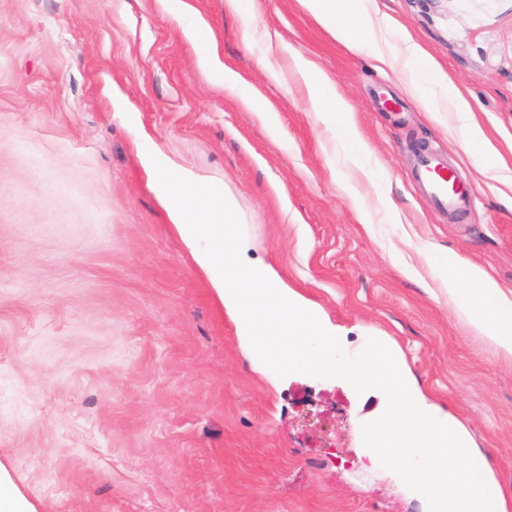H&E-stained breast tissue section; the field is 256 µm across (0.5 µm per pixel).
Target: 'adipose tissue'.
<instances>
[{
    "mask_svg": "<svg viewBox=\"0 0 512 512\" xmlns=\"http://www.w3.org/2000/svg\"><path fill=\"white\" fill-rule=\"evenodd\" d=\"M303 11L324 26L350 49H369L378 68L391 69L409 78L414 97L433 116L453 112L473 142L482 134L472 120L469 102L448 82L435 76L434 66L412 41L394 46L388 38L391 22L372 9V0H298ZM293 68L301 79L311 111L343 130L339 145L344 155L359 160L366 152L346 102L336 94L333 79L303 55L292 57ZM444 283L449 300L459 318L487 338L501 353L512 357V298L482 270L463 265L455 257L444 263Z\"/></svg>",
    "mask_w": 512,
    "mask_h": 512,
    "instance_id": "obj_1",
    "label": "adipose tissue"
}]
</instances>
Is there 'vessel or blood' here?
Returning <instances> with one entry per match:
<instances>
[{
  "label": "vessel or blood",
  "instance_id": "b4317fda",
  "mask_svg": "<svg viewBox=\"0 0 512 512\" xmlns=\"http://www.w3.org/2000/svg\"><path fill=\"white\" fill-rule=\"evenodd\" d=\"M414 177L434 207L455 213L469 208L473 196L471 184L457 179L432 151L417 155Z\"/></svg>",
  "mask_w": 512,
  "mask_h": 512
}]
</instances>
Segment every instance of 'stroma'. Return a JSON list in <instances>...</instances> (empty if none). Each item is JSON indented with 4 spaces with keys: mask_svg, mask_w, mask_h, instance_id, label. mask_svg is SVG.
<instances>
[{
    "mask_svg": "<svg viewBox=\"0 0 512 512\" xmlns=\"http://www.w3.org/2000/svg\"><path fill=\"white\" fill-rule=\"evenodd\" d=\"M184 2L243 95L203 68L175 0H0V465L15 490L34 512H427L364 466L382 392L254 357L150 188L156 149L225 182L249 258L348 355L387 337L512 500V359L457 317L438 265L456 254L512 291V0H374L472 101L506 165L484 173L455 113L432 120L297 0L252 15ZM293 50L334 78L363 162L309 111ZM434 147L473 187L461 219L414 182Z\"/></svg>",
    "mask_w": 512,
    "mask_h": 512,
    "instance_id": "1",
    "label": "stroma"
}]
</instances>
